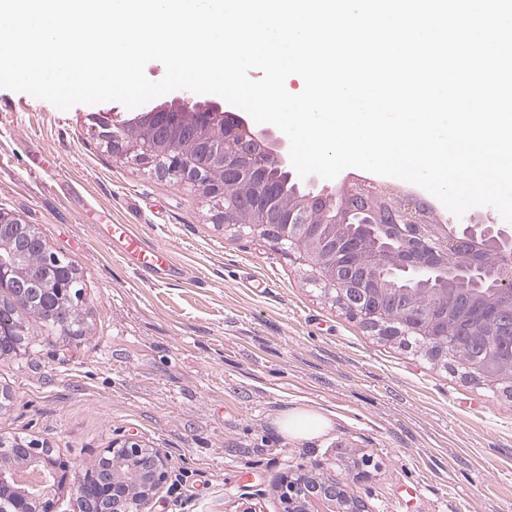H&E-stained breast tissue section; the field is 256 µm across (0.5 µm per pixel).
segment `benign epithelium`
Instances as JSON below:
<instances>
[{
	"mask_svg": "<svg viewBox=\"0 0 512 512\" xmlns=\"http://www.w3.org/2000/svg\"><path fill=\"white\" fill-rule=\"evenodd\" d=\"M199 94L184 91L169 103L133 119L112 118V144L126 153L165 157V172L204 186L216 198L225 227H249L264 237L289 242V250L308 261L336 301L385 336L414 334L425 340L424 352L445 362L458 337L471 334L469 316L486 311L484 324L491 336L509 332L512 347V226L487 224L471 216L465 224H414L410 217L389 221L373 208L359 213L336 210L335 190L317 175L303 178L306 192L287 210L257 207L251 183L271 165L292 175L285 137L272 131L255 132L239 114L213 101L200 102ZM179 123L192 127L193 143L169 137ZM238 185L240 197L224 206V182ZM363 216L350 223L353 214ZM7 237L12 254L34 268L41 263L42 238L31 225L0 212V238ZM75 272L68 266L47 271L46 301L67 288ZM0 282L12 283L15 292L29 291V281L12 260L0 257ZM496 352L468 367L469 375L492 384L512 382V368L498 369ZM117 458L134 454L137 465L129 480H119L106 469L89 485L78 481L75 496L95 501L104 512H146L167 479L168 460L161 448H148L127 437L103 450ZM312 463L291 470L284 478L283 512H368L367 504L345 485L323 477ZM32 487L18 472L0 467V499L8 512H57L58 503L44 493L49 477Z\"/></svg>",
	"mask_w": 512,
	"mask_h": 512,
	"instance_id": "7a95c632",
	"label": "benign epithelium"
}]
</instances>
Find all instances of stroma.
<instances>
[{
	"label": "stroma",
	"instance_id": "stroma-1",
	"mask_svg": "<svg viewBox=\"0 0 512 512\" xmlns=\"http://www.w3.org/2000/svg\"><path fill=\"white\" fill-rule=\"evenodd\" d=\"M116 113L135 115L0 88V211L83 280L81 335L28 314L23 349L0 357V435L77 472L124 436L163 449L149 512H281L282 477L312 462L369 512H512V395L380 335L297 255L226 229L202 186L114 151L102 122ZM105 222L167 249L173 272L142 276ZM296 407L331 432L284 439L275 421Z\"/></svg>",
	"mask_w": 512,
	"mask_h": 512
}]
</instances>
